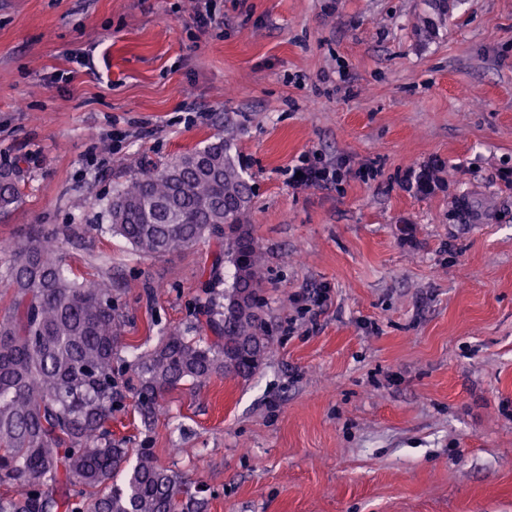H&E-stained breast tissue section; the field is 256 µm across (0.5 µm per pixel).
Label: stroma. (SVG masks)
I'll return each instance as SVG.
<instances>
[{"label":"stroma","mask_w":512,"mask_h":512,"mask_svg":"<svg viewBox=\"0 0 512 512\" xmlns=\"http://www.w3.org/2000/svg\"><path fill=\"white\" fill-rule=\"evenodd\" d=\"M0 0V241L55 227L111 272L122 355L189 328L213 245L138 253L114 188L233 130L274 338L167 397L163 465L206 512H512V0ZM340 168L295 187L300 156ZM430 172L435 190L419 195ZM330 299L316 320L295 295ZM21 197L15 169L0 168V215L12 211Z\"/></svg>","instance_id":"1"}]
</instances>
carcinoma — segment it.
I'll return each mask as SVG.
<instances>
[{"instance_id": "cac0c4a2", "label": "carcinoma", "mask_w": 512, "mask_h": 512, "mask_svg": "<svg viewBox=\"0 0 512 512\" xmlns=\"http://www.w3.org/2000/svg\"><path fill=\"white\" fill-rule=\"evenodd\" d=\"M424 32L447 20L444 0H424ZM233 134H216L165 167L120 185L107 201L109 223L138 252L164 255L213 239L204 287L224 291L200 306L198 338L160 330L159 343L124 364L122 320L112 274L94 280L65 268L48 245L56 231L34 224L13 240L0 269V512H202L206 488L159 464L152 426L179 384L215 375L251 377L272 344L261 309L268 281L247 217L252 191L232 155ZM22 193L15 169L0 168V215ZM233 268L229 280L220 269ZM214 333L210 340L201 336ZM136 378L137 447L112 438V415L126 408L119 380Z\"/></svg>"}]
</instances>
